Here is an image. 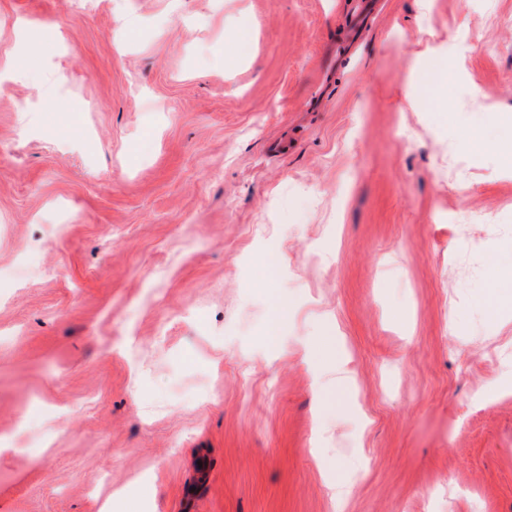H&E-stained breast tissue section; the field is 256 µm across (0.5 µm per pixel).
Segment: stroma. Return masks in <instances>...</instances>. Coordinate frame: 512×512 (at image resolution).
Listing matches in <instances>:
<instances>
[{
    "label": "stroma",
    "mask_w": 512,
    "mask_h": 512,
    "mask_svg": "<svg viewBox=\"0 0 512 512\" xmlns=\"http://www.w3.org/2000/svg\"><path fill=\"white\" fill-rule=\"evenodd\" d=\"M493 256L512 0H0V512H512Z\"/></svg>",
    "instance_id": "obj_1"
}]
</instances>
